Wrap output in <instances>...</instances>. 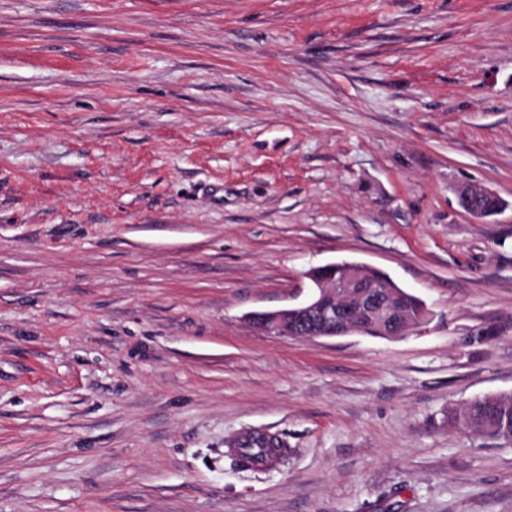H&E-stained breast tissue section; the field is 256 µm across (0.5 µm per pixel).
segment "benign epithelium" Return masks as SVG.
<instances>
[{
    "mask_svg": "<svg viewBox=\"0 0 512 512\" xmlns=\"http://www.w3.org/2000/svg\"><path fill=\"white\" fill-rule=\"evenodd\" d=\"M338 266L344 273L341 285L346 293L343 299H336L331 278L317 277L304 302L286 310L254 312L249 322L258 330L286 337L290 326L307 322L315 329L313 339L347 336L369 326L386 336H398L407 330L402 312L369 282V267L333 263L326 265V269L334 273Z\"/></svg>",
    "mask_w": 512,
    "mask_h": 512,
    "instance_id": "1",
    "label": "benign epithelium"
}]
</instances>
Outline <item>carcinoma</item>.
I'll use <instances>...</instances> for the list:
<instances>
[{"label":"carcinoma","mask_w":512,"mask_h":512,"mask_svg":"<svg viewBox=\"0 0 512 512\" xmlns=\"http://www.w3.org/2000/svg\"><path fill=\"white\" fill-rule=\"evenodd\" d=\"M373 278L386 288L401 309L412 317L410 328L424 322L426 306L418 296L405 291L394 283L386 273L374 269ZM452 420L480 437L512 441V394L489 395L470 401ZM280 448L263 440L245 444L236 450L237 463L244 468L253 467V463L262 461Z\"/></svg>","instance_id":"obj_1"}]
</instances>
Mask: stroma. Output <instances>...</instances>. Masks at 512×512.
Here are the masks:
<instances>
[{"mask_svg":"<svg viewBox=\"0 0 512 512\" xmlns=\"http://www.w3.org/2000/svg\"><path fill=\"white\" fill-rule=\"evenodd\" d=\"M341 260L428 320L245 322ZM510 392L512 0H0V512H512ZM372 275L378 284L388 288V291L392 295L394 301L405 313L412 317V322L409 326L407 334L411 331V329L425 321L423 315L427 308L424 304L425 302L421 298L399 287L387 276L386 273L380 270L373 269ZM452 420L480 437L512 441V394L489 395L470 401ZM256 436L278 439L274 434L265 431H252L249 433L236 436L228 442V448H237L235 455L237 458V463L241 467H256V465H253L250 462H261L266 456L272 453V451L278 452L279 455V446L267 444L264 440H258L253 444H244L242 448H239L240 444L243 443L247 438Z\"/></svg>","mask_w":512,"mask_h":512,"instance_id":"stroma-1","label":"stroma"}]
</instances>
